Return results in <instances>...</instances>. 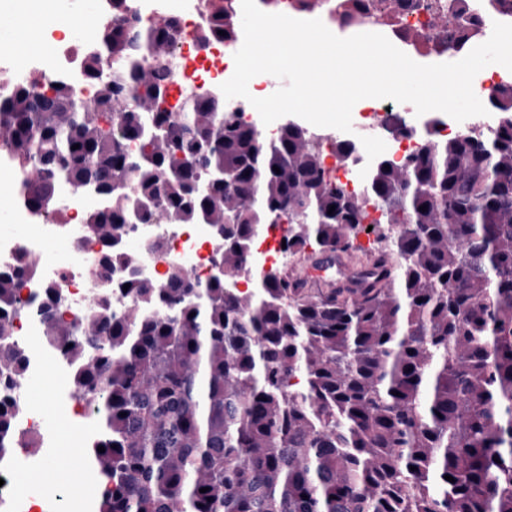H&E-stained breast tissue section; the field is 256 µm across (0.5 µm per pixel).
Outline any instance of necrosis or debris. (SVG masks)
Masks as SVG:
<instances>
[{
	"label": "necrosis or debris",
	"instance_id": "1",
	"mask_svg": "<svg viewBox=\"0 0 512 512\" xmlns=\"http://www.w3.org/2000/svg\"><path fill=\"white\" fill-rule=\"evenodd\" d=\"M446 0H409V4L395 16L394 33L419 32L425 44L437 55L456 53L460 35L482 41L492 32L493 22L512 23V6L503 7L502 0H467L468 11L464 25L449 23L448 27H433L434 16L442 13ZM207 0H167L166 10H159L153 0H129L133 11L144 19L178 20L180 29L175 40L172 59V78L169 82L167 105L175 112L183 111L187 88H204L219 94L220 87L233 74L224 61V42H201L199 33L208 20ZM82 42L72 40L66 53L59 58L39 60L30 66L18 65L8 69L0 84L9 85L27 79L33 73L53 74L65 71L70 82L83 80L80 67ZM413 106L390 102L374 104L361 110L348 141L355 147L351 163L339 160L335 140H326L322 162L331 180L341 184L348 192H360L364 186L362 176L370 145H378L381 154L402 160L416 152L419 142L427 133L426 126L413 119ZM62 218H45L28 225L24 238L17 239L0 234V267L24 268L22 298H36L46 288H55L63 300L61 306L66 319L78 322L89 313L95 301L111 294L115 310L130 307V296L113 292L100 276L101 247L88 238L84 230V217L98 207L99 200L90 190L63 189ZM126 243L132 244L140 257L137 266L140 277L157 284L164 283L170 271L179 268L192 279L205 280L212 273V257L216 243L204 224H135L124 234ZM38 318L28 307H21L13 319L16 340L32 351L31 363L43 366L46 375L62 379L71 368L60 350L52 343L38 339ZM27 383H20L19 395L23 401L15 416L17 430L34 437L37 452H23L10 461L0 460V512H35V507L19 483L22 471L38 468L44 457L43 449L54 447L55 438L46 428L39 408L26 401Z\"/></svg>",
	"mask_w": 512,
	"mask_h": 512
}]
</instances>
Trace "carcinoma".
I'll return each instance as SVG.
<instances>
[{
    "mask_svg": "<svg viewBox=\"0 0 512 512\" xmlns=\"http://www.w3.org/2000/svg\"><path fill=\"white\" fill-rule=\"evenodd\" d=\"M342 7L345 25L390 16L368 0ZM111 8L82 61L92 101L38 74L0 91V161L34 217L63 183L97 190L86 230L105 277L133 262L122 228L157 215L209 225L222 272L126 279L136 304L120 314L103 302L77 325L39 321L73 366L71 395L97 403L91 512H512V84L489 97L495 126L429 133L413 155L379 158L351 195L325 178L303 126L264 137L209 94L169 111L178 22L141 30L126 0ZM236 35L233 0H217L205 36ZM276 220L293 255L347 254L372 236L359 264L372 270L316 294L272 268L241 293L251 241ZM23 277L0 272L10 381L28 375L12 340ZM0 406L2 458L32 443Z\"/></svg>",
    "mask_w": 512,
    "mask_h": 512,
    "instance_id": "carcinoma-1",
    "label": "carcinoma"
}]
</instances>
